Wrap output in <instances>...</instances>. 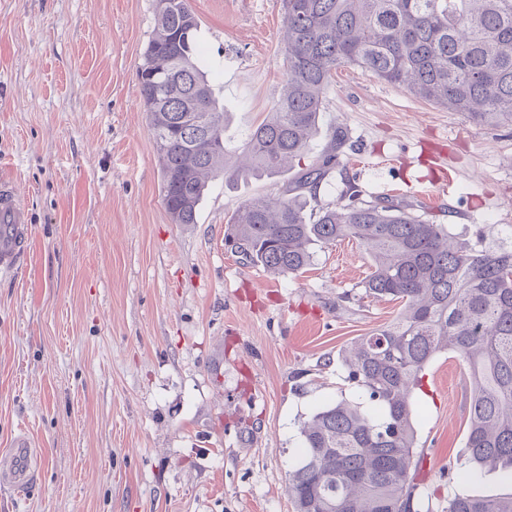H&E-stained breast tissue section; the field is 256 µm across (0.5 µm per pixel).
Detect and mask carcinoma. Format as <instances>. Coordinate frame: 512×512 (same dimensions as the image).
I'll return each instance as SVG.
<instances>
[{
  "mask_svg": "<svg viewBox=\"0 0 512 512\" xmlns=\"http://www.w3.org/2000/svg\"><path fill=\"white\" fill-rule=\"evenodd\" d=\"M286 87L265 121L224 137L226 113L204 68L190 0L155 9L137 71L175 224H194L209 182L275 177L321 131L330 78L345 64L478 123H512V0H282ZM336 163L324 150L277 198L254 197L231 216L245 259L297 275L314 249L359 241L370 258L364 293L397 302L398 316L341 355L355 398L300 422L288 473L296 512H422L415 482L413 391L439 353L472 382L463 453L467 477L512 473V248L478 234L459 242L395 199L311 207ZM448 512H512V495L453 492Z\"/></svg>",
  "mask_w": 512,
  "mask_h": 512,
  "instance_id": "cac0c4a2",
  "label": "carcinoma"
}]
</instances>
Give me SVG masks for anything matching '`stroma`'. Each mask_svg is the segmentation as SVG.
<instances>
[{"label":"stroma","mask_w":512,"mask_h":512,"mask_svg":"<svg viewBox=\"0 0 512 512\" xmlns=\"http://www.w3.org/2000/svg\"><path fill=\"white\" fill-rule=\"evenodd\" d=\"M210 80L240 138L284 85L281 0H190ZM154 0H0V173L31 217L27 262L0 278V449L37 444L0 512H295L299 422L354 391L342 349L399 306L366 298L354 240L274 276L233 246L231 215L282 180L210 184L175 224L137 69ZM336 166L317 203L394 196L462 239L512 247V124L472 121L346 65L322 127ZM472 387L439 354L414 394L417 480L445 512Z\"/></svg>","instance_id":"obj_1"}]
</instances>
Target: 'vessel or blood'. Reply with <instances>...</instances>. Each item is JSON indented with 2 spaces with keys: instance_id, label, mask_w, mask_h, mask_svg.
<instances>
[{
  "instance_id": "vessel-or-blood-1",
  "label": "vessel or blood",
  "mask_w": 512,
  "mask_h": 512,
  "mask_svg": "<svg viewBox=\"0 0 512 512\" xmlns=\"http://www.w3.org/2000/svg\"><path fill=\"white\" fill-rule=\"evenodd\" d=\"M30 237L29 211L18 187L0 176V277H12L22 270ZM34 457L30 438L22 433L14 435L9 454L0 459V482L25 492L31 483Z\"/></svg>"
}]
</instances>
